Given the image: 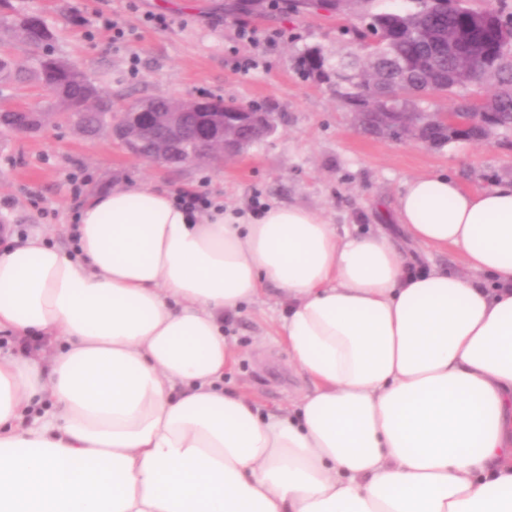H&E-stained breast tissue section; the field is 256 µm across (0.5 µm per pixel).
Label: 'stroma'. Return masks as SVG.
Instances as JSON below:
<instances>
[{
    "mask_svg": "<svg viewBox=\"0 0 512 512\" xmlns=\"http://www.w3.org/2000/svg\"><path fill=\"white\" fill-rule=\"evenodd\" d=\"M41 13L55 32L56 54L85 72L115 105L161 96L187 100L219 96L272 112L276 132L245 154L180 170L132 156L110 136L87 138L69 123L50 120L39 132L0 136V220L22 233H43L70 247L71 203L119 182H150L177 193L185 188L240 215L274 204L319 212L339 228L372 226L399 236L385 219L409 179L445 172L467 190L512 182V130L488 142L430 148L361 131L339 108L336 91L299 70L304 49L354 52L344 35L360 16L413 9L414 0H349L342 12L318 4L234 10L232 0H11ZM147 13L169 27L146 26ZM131 34L116 42L103 19ZM255 32L241 40L239 28ZM288 307L276 289L242 308L231 330L238 355L224 373L226 388L262 411L285 408L306 380L289 361L277 334Z\"/></svg>",
    "mask_w": 512,
    "mask_h": 512,
    "instance_id": "1",
    "label": "stroma"
}]
</instances>
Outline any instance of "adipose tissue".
<instances>
[{
    "instance_id": "ef3b65f1",
    "label": "adipose tissue",
    "mask_w": 512,
    "mask_h": 512,
    "mask_svg": "<svg viewBox=\"0 0 512 512\" xmlns=\"http://www.w3.org/2000/svg\"><path fill=\"white\" fill-rule=\"evenodd\" d=\"M393 215L462 271L146 184L80 198L71 251L12 238L0 335L52 353L0 360V512H512V182L428 172ZM270 284L311 387L265 414L224 388V318Z\"/></svg>"
}]
</instances>
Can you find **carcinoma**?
I'll return each mask as SVG.
<instances>
[{
    "mask_svg": "<svg viewBox=\"0 0 512 512\" xmlns=\"http://www.w3.org/2000/svg\"><path fill=\"white\" fill-rule=\"evenodd\" d=\"M416 2L420 4L418 16L426 21L424 26L404 18L403 27L398 30L373 22L352 30L355 40L376 42L375 53L363 63L349 57L344 64L370 70L374 77L365 82L342 84L337 91L338 100L416 113L424 97L451 95L455 97L452 112L457 117L473 122L481 110L494 112L502 126L512 127V59L498 60L494 90L482 109H477L476 99L470 92L483 88V84L474 79L468 83L448 81V73L455 63L448 56L447 48L431 40V33L441 24V11L435 7L434 0ZM11 37L29 48L31 58L28 63L19 64L1 55L0 83L38 84L52 95L59 118L93 136L109 130L112 97L101 92L70 62L53 53L54 33L41 16L16 15ZM0 126L27 133L40 128V123L24 127L18 110L1 107Z\"/></svg>",
    "mask_w": 512,
    "mask_h": 512,
    "instance_id": "obj_1",
    "label": "carcinoma"
}]
</instances>
